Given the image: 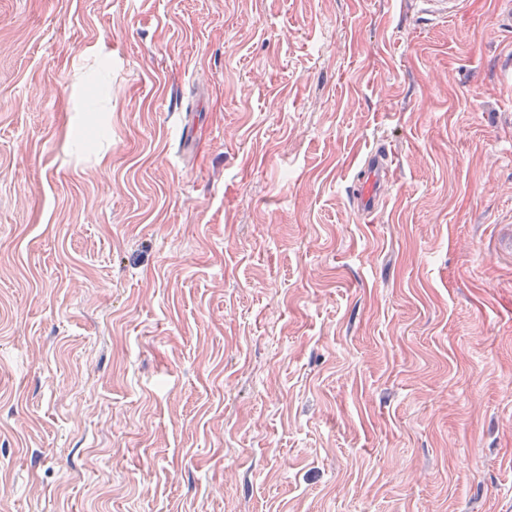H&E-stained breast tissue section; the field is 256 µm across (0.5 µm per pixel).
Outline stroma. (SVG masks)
Instances as JSON below:
<instances>
[{"label": "stroma", "instance_id": "35a3bbf8", "mask_svg": "<svg viewBox=\"0 0 512 512\" xmlns=\"http://www.w3.org/2000/svg\"><path fill=\"white\" fill-rule=\"evenodd\" d=\"M418 8L0 0V512H512V34ZM357 181L352 206L358 214L367 217L384 207L386 194L393 184L391 161L385 145H377L367 155L358 171Z\"/></svg>", "mask_w": 512, "mask_h": 512}]
</instances>
